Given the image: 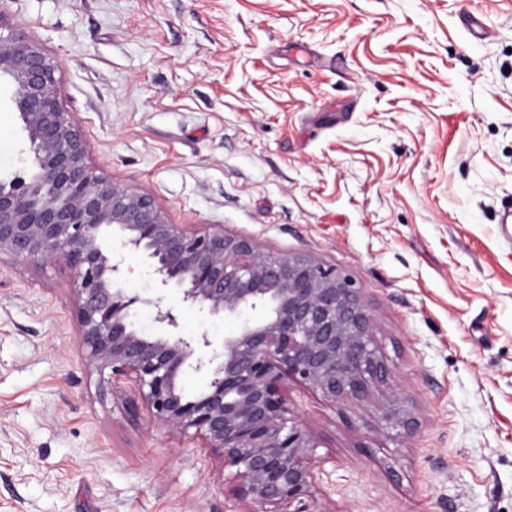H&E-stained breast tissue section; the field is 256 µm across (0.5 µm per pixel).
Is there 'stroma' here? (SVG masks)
I'll return each instance as SVG.
<instances>
[{
    "instance_id": "1",
    "label": "stroma",
    "mask_w": 512,
    "mask_h": 512,
    "mask_svg": "<svg viewBox=\"0 0 512 512\" xmlns=\"http://www.w3.org/2000/svg\"><path fill=\"white\" fill-rule=\"evenodd\" d=\"M98 174L360 288L394 371L318 436L317 512H512V0H0ZM0 90V172L28 149ZM70 268L0 254V512H240L199 437L100 397ZM397 392L417 419L386 425Z\"/></svg>"
}]
</instances>
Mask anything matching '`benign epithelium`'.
I'll list each match as a JSON object with an SVG mask.
<instances>
[{"label":"benign epithelium","mask_w":512,"mask_h":512,"mask_svg":"<svg viewBox=\"0 0 512 512\" xmlns=\"http://www.w3.org/2000/svg\"><path fill=\"white\" fill-rule=\"evenodd\" d=\"M57 70L0 19V84L11 90L29 143L26 174L0 176V253L68 264L83 357L102 394L118 396L116 385L128 379L134 390L123 401L131 413L142 407L157 423L219 449L235 469L232 496L247 512L279 503L314 512L305 460L319 441L290 408L283 383L295 379L338 406L388 384L393 369L376 346L367 301L334 267L262 253L222 228L170 224L153 196L103 178L61 108ZM128 254L152 260L155 296L123 287ZM169 288L207 319H237L236 331L182 335ZM144 305L153 308L155 333L135 320ZM189 369L210 377L196 394L181 384ZM385 419L406 432L414 425L394 392Z\"/></svg>","instance_id":"7a95c632"}]
</instances>
